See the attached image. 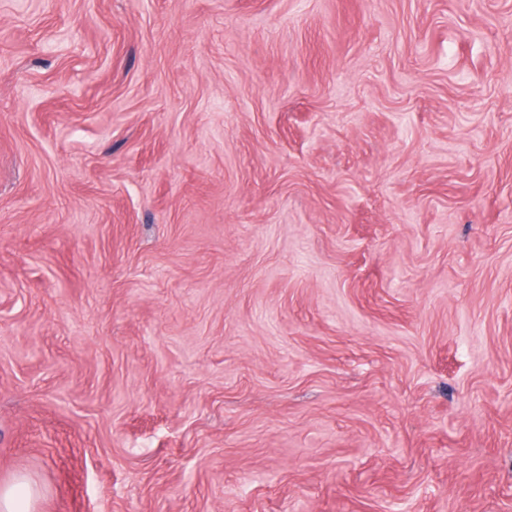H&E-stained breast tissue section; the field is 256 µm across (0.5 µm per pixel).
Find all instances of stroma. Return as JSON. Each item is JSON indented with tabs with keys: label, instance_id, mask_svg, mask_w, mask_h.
Returning <instances> with one entry per match:
<instances>
[{
	"label": "stroma",
	"instance_id": "35a3bbf8",
	"mask_svg": "<svg viewBox=\"0 0 512 512\" xmlns=\"http://www.w3.org/2000/svg\"><path fill=\"white\" fill-rule=\"evenodd\" d=\"M36 512H512V0H0V484ZM39 497L38 486L28 478L0 485V511L34 512Z\"/></svg>",
	"mask_w": 512,
	"mask_h": 512
}]
</instances>
